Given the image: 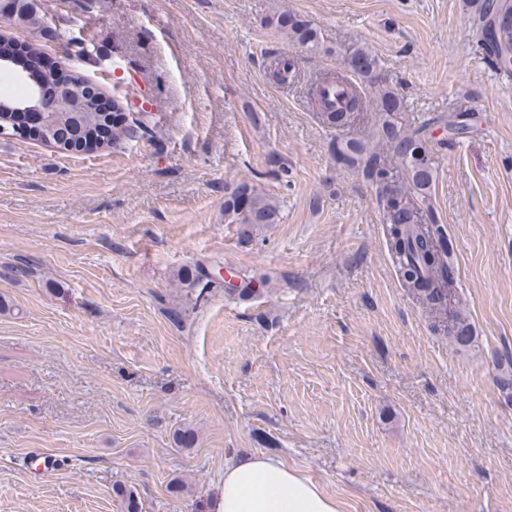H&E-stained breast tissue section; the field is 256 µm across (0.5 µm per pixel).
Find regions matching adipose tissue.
Returning <instances> with one entry per match:
<instances>
[{"instance_id": "adipose-tissue-1", "label": "adipose tissue", "mask_w": 512, "mask_h": 512, "mask_svg": "<svg viewBox=\"0 0 512 512\" xmlns=\"http://www.w3.org/2000/svg\"><path fill=\"white\" fill-rule=\"evenodd\" d=\"M213 512H341L335 497L284 462L263 454L241 455L224 467Z\"/></svg>"}]
</instances>
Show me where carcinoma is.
<instances>
[{"mask_svg": "<svg viewBox=\"0 0 512 512\" xmlns=\"http://www.w3.org/2000/svg\"><path fill=\"white\" fill-rule=\"evenodd\" d=\"M268 24L294 44L310 51L320 49L318 29L300 16L283 12L269 18ZM476 37L477 48L496 54L504 64L503 72L511 77L512 5L507 0H483L479 6ZM354 79L364 87L345 95L343 107L331 111L324 106L319 95L322 85L348 84ZM311 90L318 119L328 127H349L364 110L375 112L378 142L397 163L400 174H394L386 159L361 139H337L332 154L338 163L361 171L376 185L384 220L388 224V249L404 287L414 294L426 311L446 320L444 328L450 339L462 345L470 343L472 336L467 319L459 312L451 311L455 270L450 263L448 233L445 226L437 222L430 203L439 165L432 148L428 147L431 125L441 123L453 136L458 132L467 133L468 127L457 126L458 115L452 113L418 124L404 120V98L386 74L378 56L366 44L351 45L342 68L321 73ZM145 137H152V127L146 119H137L130 124L112 123V144L115 146L124 140ZM279 214L277 202L254 185L242 183L224 195V219L231 224H242L248 231L277 223ZM230 273L236 282L210 278L197 266L184 269L182 280L188 294L197 302L215 288L223 289L229 298L249 300L260 295L261 288L270 284L267 277H250L233 268ZM112 492L120 502V512H141V503L134 490L116 483Z\"/></svg>", "mask_w": 512, "mask_h": 512, "instance_id": "1", "label": "carcinoma"}]
</instances>
